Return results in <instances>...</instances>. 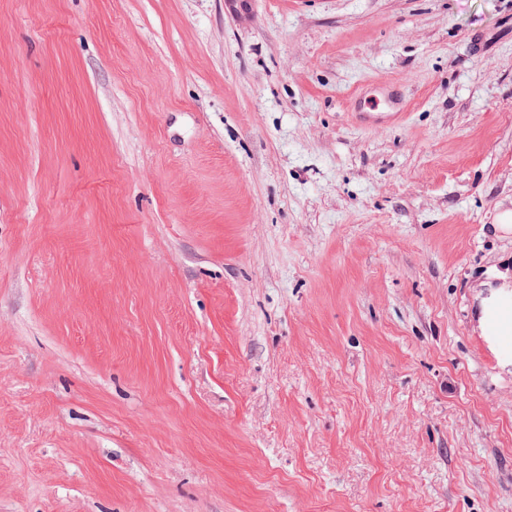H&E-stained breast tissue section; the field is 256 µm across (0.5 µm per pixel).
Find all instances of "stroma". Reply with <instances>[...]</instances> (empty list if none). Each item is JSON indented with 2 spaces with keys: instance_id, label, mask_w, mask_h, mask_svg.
Instances as JSON below:
<instances>
[{
  "instance_id": "35a3bbf8",
  "label": "stroma",
  "mask_w": 512,
  "mask_h": 512,
  "mask_svg": "<svg viewBox=\"0 0 512 512\" xmlns=\"http://www.w3.org/2000/svg\"><path fill=\"white\" fill-rule=\"evenodd\" d=\"M505 209L512 0H0V512H512ZM496 277L501 280V283L498 284L497 286L488 287L499 288V290L494 291L491 294V297L484 302L482 306V314L479 317L478 328L481 333V336H491L488 326V316L491 311H489L488 309L494 307L498 303V301L507 294V288H509L508 272H498Z\"/></svg>"
}]
</instances>
